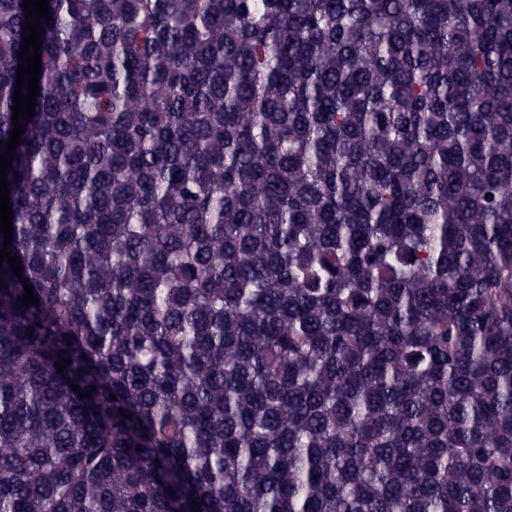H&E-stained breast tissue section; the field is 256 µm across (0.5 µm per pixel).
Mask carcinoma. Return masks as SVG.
<instances>
[{
	"label": "carcinoma",
	"instance_id": "carcinoma-1",
	"mask_svg": "<svg viewBox=\"0 0 512 512\" xmlns=\"http://www.w3.org/2000/svg\"><path fill=\"white\" fill-rule=\"evenodd\" d=\"M49 7L0 512H512V0Z\"/></svg>",
	"mask_w": 512,
	"mask_h": 512
}]
</instances>
